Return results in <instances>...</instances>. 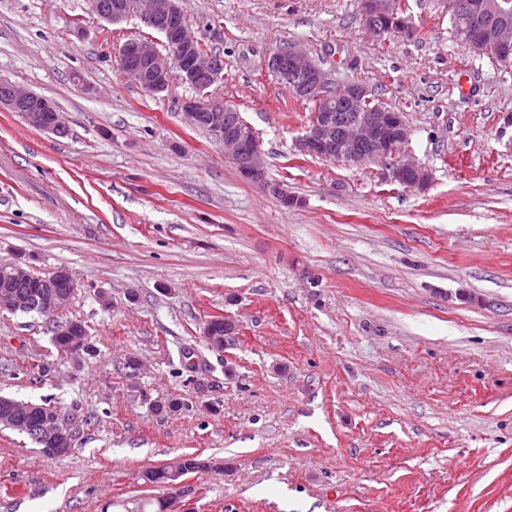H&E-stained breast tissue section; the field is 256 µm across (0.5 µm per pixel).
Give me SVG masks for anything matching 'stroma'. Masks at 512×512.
<instances>
[{
  "label": "stroma",
  "mask_w": 512,
  "mask_h": 512,
  "mask_svg": "<svg viewBox=\"0 0 512 512\" xmlns=\"http://www.w3.org/2000/svg\"><path fill=\"white\" fill-rule=\"evenodd\" d=\"M182 8L219 27L206 94L254 128L294 205L184 123L192 86L122 77L120 45L163 43L138 19L0 0V76L68 122L0 112V260L67 269L56 318L90 344L60 355L47 319L0 311V396L50 402L73 432L48 458L0 427V512H512V71L454 39L444 0H404L412 30L384 41L359 0ZM286 44L404 112L424 187L298 151L311 107L266 68ZM216 316L234 325L220 351ZM170 399L189 407L157 411ZM188 454L225 467L142 480Z\"/></svg>",
  "instance_id": "stroma-1"
}]
</instances>
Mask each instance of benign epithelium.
I'll use <instances>...</instances> for the list:
<instances>
[{"mask_svg": "<svg viewBox=\"0 0 512 512\" xmlns=\"http://www.w3.org/2000/svg\"><path fill=\"white\" fill-rule=\"evenodd\" d=\"M448 13L462 15L465 22L455 31L458 43L494 53L505 69H512V8L508 0H448ZM91 10L104 22L115 25L135 17L159 33L167 54L143 39L128 40L117 49L115 58L123 77L152 95L170 92L175 81L203 90L224 78V57L203 51L204 44L186 24L181 0H92ZM361 16L369 32L381 40L405 34L409 23L396 10L394 0H361ZM270 73L289 90L307 100L326 98L331 85L328 72L294 45L275 50L268 58ZM367 87L346 84L326 107L316 112L299 142V148L329 160L349 164L382 163L391 168L392 179L411 187H422L428 176L415 159L402 154L411 130L402 112L367 109ZM186 124L202 126L224 145V154L246 179L266 185L265 168L258 136L234 107L215 99L190 98L182 101ZM0 111L15 112L37 129L63 136L67 126L56 103L41 94L0 76ZM6 280L27 275L19 262H0ZM37 303L44 314H55L63 296L48 291L32 298L14 290L0 292V311L16 312ZM35 418V433L47 448L60 455L70 452L72 432L61 417L49 408L29 404Z\"/></svg>", "mask_w": 512, "mask_h": 512, "instance_id": "7a95c632", "label": "benign epithelium"}]
</instances>
